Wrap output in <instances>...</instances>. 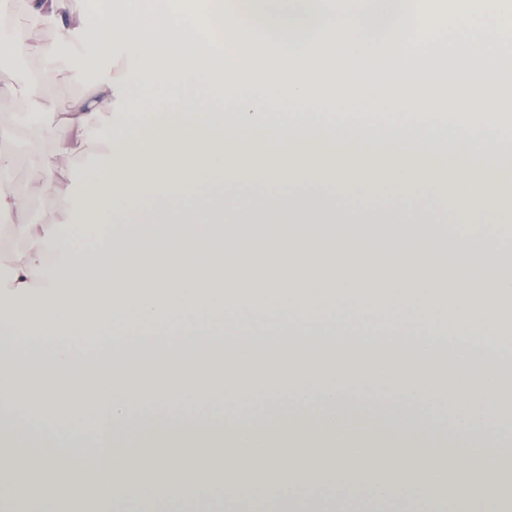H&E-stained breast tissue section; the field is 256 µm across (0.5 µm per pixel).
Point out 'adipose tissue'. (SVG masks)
<instances>
[{
    "instance_id": "1",
    "label": "adipose tissue",
    "mask_w": 512,
    "mask_h": 512,
    "mask_svg": "<svg viewBox=\"0 0 512 512\" xmlns=\"http://www.w3.org/2000/svg\"><path fill=\"white\" fill-rule=\"evenodd\" d=\"M68 2L28 0L59 42L14 41L46 65L0 87L50 119L46 185L82 218L24 225L0 281V483L41 487L10 512L64 487L129 512L146 472L203 512L257 488L333 512L341 474L421 512L511 479L512 225L471 202L512 192V0ZM94 22L124 63L56 113L50 62ZM378 193L397 206L346 205ZM93 139V137H90L77 144L71 160L62 166L66 171L69 182L80 178L88 172Z\"/></svg>"
}]
</instances>
